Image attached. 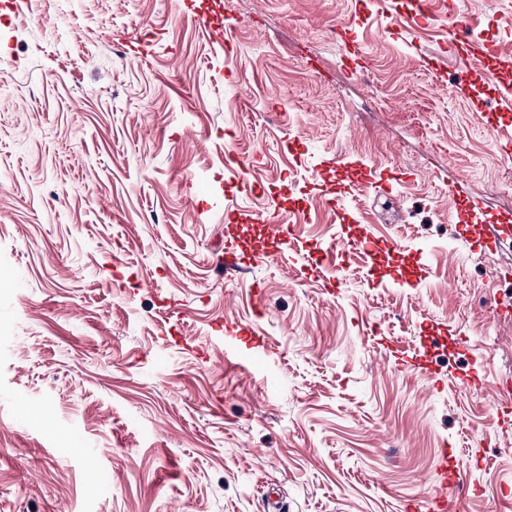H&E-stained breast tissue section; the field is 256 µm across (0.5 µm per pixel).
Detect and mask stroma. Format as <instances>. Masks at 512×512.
<instances>
[{"instance_id": "stroma-1", "label": "stroma", "mask_w": 512, "mask_h": 512, "mask_svg": "<svg viewBox=\"0 0 512 512\" xmlns=\"http://www.w3.org/2000/svg\"><path fill=\"white\" fill-rule=\"evenodd\" d=\"M5 2L0 512H499L512 0ZM452 47L459 57L455 87L458 94L463 96L468 90L469 73L472 70V63L497 55L499 47L493 41L479 42L476 39H470L468 31L463 39H456Z\"/></svg>"}]
</instances>
